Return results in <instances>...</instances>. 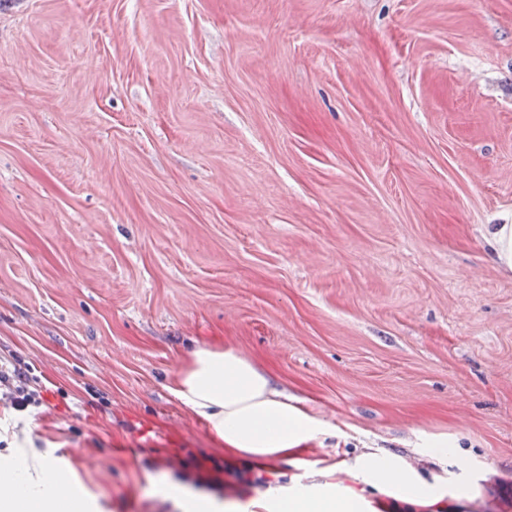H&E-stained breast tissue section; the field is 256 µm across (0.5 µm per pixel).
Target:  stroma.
<instances>
[{
    "label": "stroma",
    "instance_id": "1",
    "mask_svg": "<svg viewBox=\"0 0 512 512\" xmlns=\"http://www.w3.org/2000/svg\"><path fill=\"white\" fill-rule=\"evenodd\" d=\"M512 0H0V410L92 512L241 503L298 470L224 460L167 389L216 339L332 434L512 512ZM482 236L492 249L498 268L512 275V224H486ZM14 360L0 358L1 399L2 389H5V398L14 410L25 411L29 406L39 407L43 401L41 386L37 379L28 376ZM7 363H10L13 369H10ZM151 485L158 493H164L171 497L175 505L184 511L212 512L220 511L223 505L189 486L175 484L166 475L148 477Z\"/></svg>",
    "mask_w": 512,
    "mask_h": 512
}]
</instances>
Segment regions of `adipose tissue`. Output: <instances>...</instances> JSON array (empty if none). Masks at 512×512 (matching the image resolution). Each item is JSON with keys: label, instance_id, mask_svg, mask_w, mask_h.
<instances>
[{"label": "adipose tissue", "instance_id": "ef3b65f1", "mask_svg": "<svg viewBox=\"0 0 512 512\" xmlns=\"http://www.w3.org/2000/svg\"><path fill=\"white\" fill-rule=\"evenodd\" d=\"M170 393L208 427L230 459L261 470L282 461L316 476L286 494L252 501L249 512H369L375 496L401 500L421 512H446L447 498L473 500L470 455L443 443L428 448L431 461L451 466L449 477H423L405 457L365 451L354 458L316 462L304 458L308 444L325 435L324 423L297 399L277 390L253 360L217 342L191 350L182 360ZM75 472L40 453L0 460V512H86L87 496L74 497ZM156 492L171 497L182 512H237L236 502H218L167 476L151 478Z\"/></svg>", "mask_w": 512, "mask_h": 512}]
</instances>
